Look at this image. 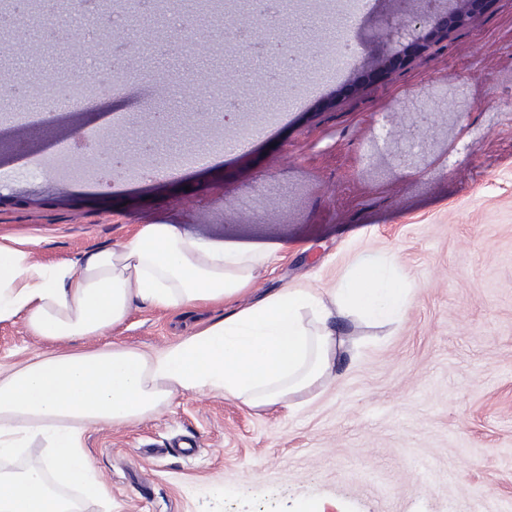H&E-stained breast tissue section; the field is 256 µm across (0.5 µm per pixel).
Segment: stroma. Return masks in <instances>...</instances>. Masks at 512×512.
<instances>
[{"label": "stroma", "mask_w": 512, "mask_h": 512, "mask_svg": "<svg viewBox=\"0 0 512 512\" xmlns=\"http://www.w3.org/2000/svg\"><path fill=\"white\" fill-rule=\"evenodd\" d=\"M437 45L401 52L392 66L381 31L392 0H371L354 27L293 29L302 58L349 39L344 75L322 82L298 111L236 153L171 177H129L109 188L73 178L61 154L76 126L132 117L87 156L135 154L149 140L187 150L201 124L214 50L206 32L159 54L157 78L83 102L66 117L36 119L26 134L0 128V244L54 267L133 239L164 222L210 247L274 246L245 293L183 310L135 305L103 335H32L0 322V371L56 353L120 345L154 352L225 310L287 287L335 288L360 257H394L412 287L398 322L346 324L352 340L339 381L298 407L252 409L209 391L178 396L152 417L84 428L81 448L106 500L82 512H512V0H485L478 19ZM473 103L447 106L432 132L428 177L401 167L372 177L367 156L384 126H405L412 97L433 82ZM170 97L178 124L146 112ZM263 197L262 223L238 206ZM198 437L194 456L182 439Z\"/></svg>", "instance_id": "35a3bbf8"}]
</instances>
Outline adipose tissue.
Instances as JSON below:
<instances>
[{"label":"adipose tissue","mask_w":512,"mask_h":512,"mask_svg":"<svg viewBox=\"0 0 512 512\" xmlns=\"http://www.w3.org/2000/svg\"><path fill=\"white\" fill-rule=\"evenodd\" d=\"M270 256L255 244L205 248L173 224L145 225L126 243L53 268L0 244V321L22 318L54 339L98 336L140 303L177 310L238 295ZM408 297L396 262L372 257L331 291L280 289L153 353L52 354L0 373V458L36 436L53 450L39 466L0 471V512H72L61 485L105 496L79 445L85 426L138 422L196 389L257 409L335 380L348 318L396 322Z\"/></svg>","instance_id":"1"}]
</instances>
